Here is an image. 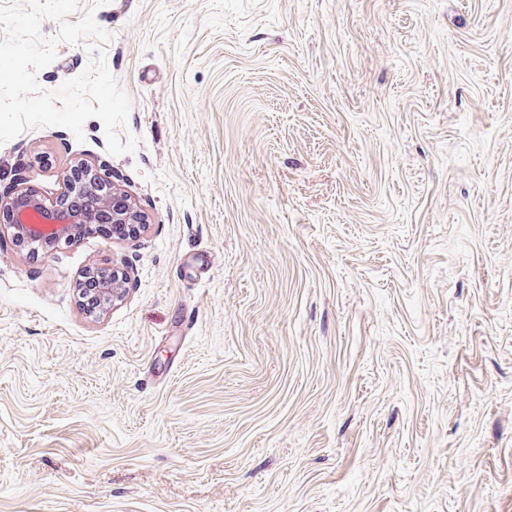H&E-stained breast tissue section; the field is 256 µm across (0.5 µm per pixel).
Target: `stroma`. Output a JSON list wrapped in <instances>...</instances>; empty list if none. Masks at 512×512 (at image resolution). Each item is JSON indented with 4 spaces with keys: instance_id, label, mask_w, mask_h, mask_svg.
<instances>
[{
    "instance_id": "35a3bbf8",
    "label": "stroma",
    "mask_w": 512,
    "mask_h": 512,
    "mask_svg": "<svg viewBox=\"0 0 512 512\" xmlns=\"http://www.w3.org/2000/svg\"><path fill=\"white\" fill-rule=\"evenodd\" d=\"M88 7L138 147L36 127L0 185L150 227L0 251V512H512V0ZM129 278V273L125 270L112 269L110 274L97 272L95 276L89 277L84 281L83 288H96L98 281L108 280L102 282L101 288H99L100 302L98 309H100L106 304H114L122 300L126 293V284Z\"/></svg>"
}]
</instances>
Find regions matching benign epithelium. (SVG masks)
<instances>
[{
	"label": "benign epithelium",
	"mask_w": 512,
	"mask_h": 512,
	"mask_svg": "<svg viewBox=\"0 0 512 512\" xmlns=\"http://www.w3.org/2000/svg\"><path fill=\"white\" fill-rule=\"evenodd\" d=\"M81 184L71 186L54 198L32 188L0 193V247L11 243L37 244L52 249L79 237L84 228L97 223L100 213L112 218L115 235H138L147 227V218L130 196L115 189L110 176L84 167ZM129 273L112 270V279L99 288V306L114 304L124 297Z\"/></svg>",
	"instance_id": "7a95c632"
}]
</instances>
